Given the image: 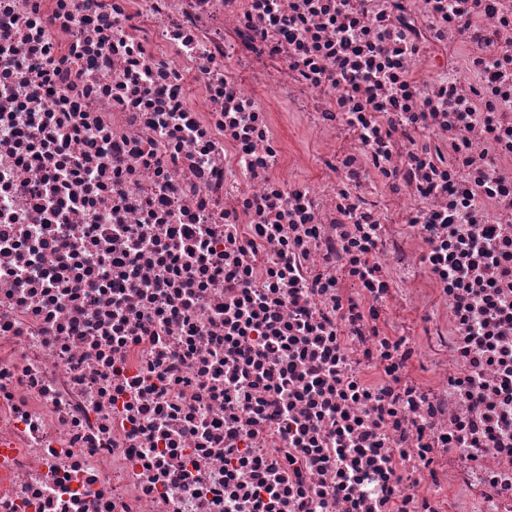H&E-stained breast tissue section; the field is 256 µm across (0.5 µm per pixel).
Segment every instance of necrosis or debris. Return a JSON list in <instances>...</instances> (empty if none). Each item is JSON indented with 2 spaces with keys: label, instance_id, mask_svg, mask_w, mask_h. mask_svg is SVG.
<instances>
[{
  "label": "necrosis or debris",
  "instance_id": "obj_1",
  "mask_svg": "<svg viewBox=\"0 0 512 512\" xmlns=\"http://www.w3.org/2000/svg\"><path fill=\"white\" fill-rule=\"evenodd\" d=\"M0 512H512V0H0Z\"/></svg>",
  "mask_w": 512,
  "mask_h": 512
}]
</instances>
